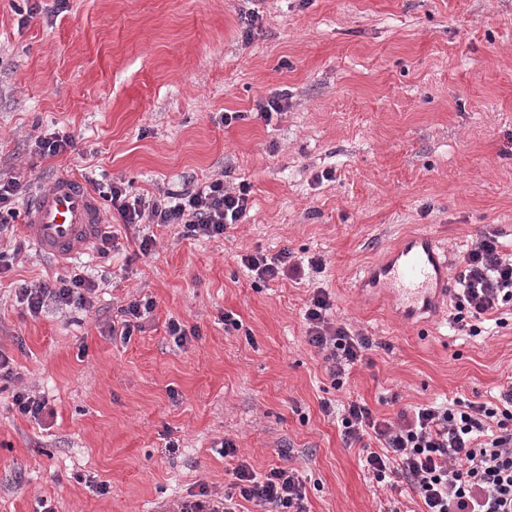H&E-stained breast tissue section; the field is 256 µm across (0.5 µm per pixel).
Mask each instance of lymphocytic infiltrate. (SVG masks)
<instances>
[{
  "mask_svg": "<svg viewBox=\"0 0 512 512\" xmlns=\"http://www.w3.org/2000/svg\"><path fill=\"white\" fill-rule=\"evenodd\" d=\"M250 187L230 188L223 177L209 178L162 198L130 195L123 182L109 184L106 198L123 227L137 224H178L192 237L220 238L239 223L249 208ZM501 230L486 228L461 261L459 290L452 323L459 335H481L485 324L497 326L512 318V250ZM242 264L260 280L285 276L294 280L319 271L322 262L296 259L290 250L267 257L242 256ZM96 283L82 274L55 282L23 284L17 303L31 317L46 307L89 311ZM329 294L316 290L304 314L309 345L323 354L334 387H342L352 366L374 347L370 337L354 334L330 317ZM340 422L348 447L362 449V462L376 485L406 484L424 505V512H512V380L496 387L487 402L460 398L435 401L400 414L398 421H379L361 403L344 405ZM223 501L200 487L181 499L175 512H224L233 498L266 505L271 512H307L306 492L296 470L275 467L257 474L241 463Z\"/></svg>",
  "mask_w": 512,
  "mask_h": 512,
  "instance_id": "f902f5d3",
  "label": "lymphocytic infiltrate"
}]
</instances>
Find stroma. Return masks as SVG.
Wrapping results in <instances>:
<instances>
[{
  "label": "stroma",
  "instance_id": "35a3bbf8",
  "mask_svg": "<svg viewBox=\"0 0 512 512\" xmlns=\"http://www.w3.org/2000/svg\"><path fill=\"white\" fill-rule=\"evenodd\" d=\"M281 91L287 111L257 117ZM227 112L239 115L228 126ZM52 132L76 149L36 155ZM0 172L35 189L57 173L134 194L219 174L251 187L223 237L158 226L139 257L121 235L106 267L92 253L57 264L19 225L0 231L1 247L23 244L0 274V351L12 388L55 411L36 423L0 390V512L42 499L56 512H156L203 484L223 493L239 460L295 469L309 512H413L407 493L374 488L323 402L393 420L488 400L512 377V321L461 336L448 311L417 326L356 290L410 232L439 241L453 282L487 226L512 246V0H0ZM284 248L324 272L262 281L241 262ZM75 273L98 282L89 312L14 306L19 284ZM317 288L375 343L339 389L306 341ZM144 296L156 308L142 331L105 335ZM172 320L199 340L175 346ZM225 440L236 458L220 455Z\"/></svg>",
  "mask_w": 512,
  "mask_h": 512
}]
</instances>
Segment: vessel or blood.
Segmentation results:
<instances>
[{"label": "vessel or blood", "mask_w": 512, "mask_h": 512, "mask_svg": "<svg viewBox=\"0 0 512 512\" xmlns=\"http://www.w3.org/2000/svg\"><path fill=\"white\" fill-rule=\"evenodd\" d=\"M23 232L47 257L64 262L83 253L104 225L96 194L81 179L61 174L34 193ZM362 282L408 321L432 310L448 293V257L428 234L401 239Z\"/></svg>", "instance_id": "obj_1"}]
</instances>
